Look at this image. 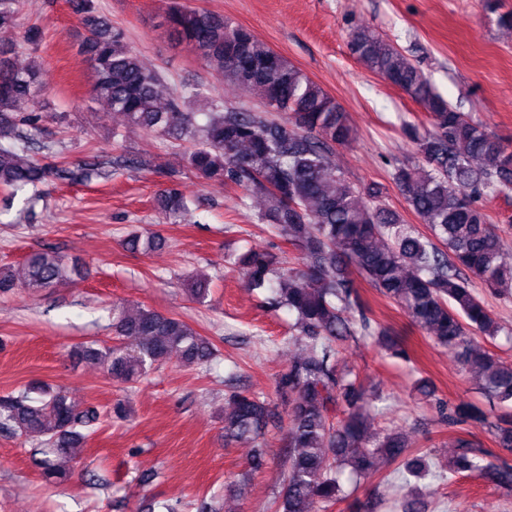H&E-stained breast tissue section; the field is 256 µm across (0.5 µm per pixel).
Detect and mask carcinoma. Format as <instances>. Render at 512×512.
Here are the masks:
<instances>
[{
  "mask_svg": "<svg viewBox=\"0 0 512 512\" xmlns=\"http://www.w3.org/2000/svg\"><path fill=\"white\" fill-rule=\"evenodd\" d=\"M18 0H0V28L16 25ZM83 29L78 48L95 73L91 93L125 118V130L139 129L190 143L189 171L205 183L234 185L263 200L258 218L267 229L299 250L303 266H283L269 252L248 250L228 259L242 270L249 288L267 286L273 302L297 316L305 355L288 365L278 381L285 406L289 451L284 488L276 512H328L346 497L338 472L352 477L379 465L398 464L406 484L430 472L429 453L407 456L400 433L371 431L372 403L380 399L354 368L339 362V348L368 337L395 358H407L398 337L367 316L350 269L396 303L434 344L452 353L473 373L488 402L512 403V363L485 350L477 338L493 339L504 328L487 310L473 281L499 295L512 296V253L506 251L478 200L512 191V145L491 137L468 112L436 91L423 71L391 42L360 28L350 47L370 72L406 92L431 118V130L406 126L418 163L395 168L393 181L431 235L406 223L382 201L378 186L359 189L331 162L336 147L353 139L348 113L336 100L245 28L220 16L170 0L162 25L177 44L245 90H257L268 107L286 113L283 121L259 112L224 107L206 98L205 123L189 110L182 93L161 100V76L143 65L123 28L98 14L94 0H69ZM0 46V190L6 200L44 181L86 183L101 176L97 160L71 167L45 164L29 154L26 139L42 119L38 106L47 94L37 63L16 68ZM27 112L17 111L21 102ZM169 215L189 211L178 189L161 190ZM163 243L151 233H130L124 247L147 253ZM18 279L0 268V289L55 288L80 273L52 249L30 253ZM189 293L199 303L210 281L197 278ZM113 345L81 343L72 354L100 366L112 379L129 383L168 361L176 352L183 365L202 369L215 356L211 341L181 319L144 307L134 313L112 304ZM138 340L135 348L122 343ZM224 440L254 441L276 424L278 414L260 397L233 390L225 398ZM342 413L337 421L332 414ZM489 412L475 405L448 409L450 423L485 422ZM101 414L66 393L36 385L19 394L0 395V431L36 437L45 447L37 461L49 483L67 480L63 461L98 429ZM499 447L512 449V421L491 424ZM448 476L486 478L512 494V464L457 438Z\"/></svg>",
  "mask_w": 512,
  "mask_h": 512,
  "instance_id": "cac0c4a2",
  "label": "carcinoma"
}]
</instances>
